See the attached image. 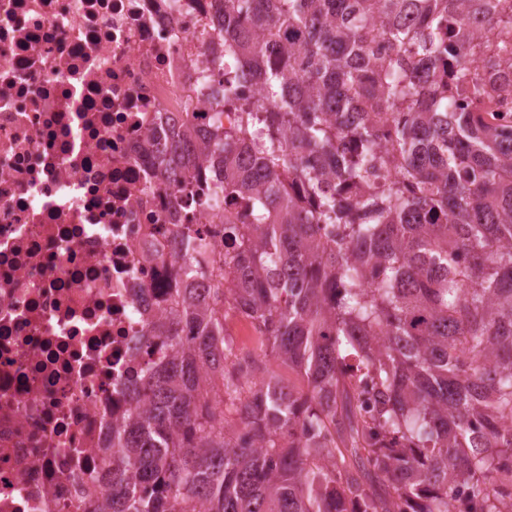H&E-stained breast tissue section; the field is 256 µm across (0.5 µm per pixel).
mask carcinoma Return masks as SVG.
Listing matches in <instances>:
<instances>
[{"mask_svg": "<svg viewBox=\"0 0 512 512\" xmlns=\"http://www.w3.org/2000/svg\"><path fill=\"white\" fill-rule=\"evenodd\" d=\"M506 68L512 0H224L236 120L186 122L166 160L233 205L224 275L175 289L96 512H512ZM228 309L300 389L246 385Z\"/></svg>", "mask_w": 512, "mask_h": 512, "instance_id": "obj_1", "label": "carcinoma"}]
</instances>
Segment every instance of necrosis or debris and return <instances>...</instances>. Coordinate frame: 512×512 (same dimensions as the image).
Masks as SVG:
<instances>
[{
  "mask_svg": "<svg viewBox=\"0 0 512 512\" xmlns=\"http://www.w3.org/2000/svg\"><path fill=\"white\" fill-rule=\"evenodd\" d=\"M222 0H0V512H93L128 391L180 287L181 233L224 262V210L175 199L149 135L207 127Z\"/></svg>",
  "mask_w": 512,
  "mask_h": 512,
  "instance_id": "1",
  "label": "necrosis or debris"
}]
</instances>
